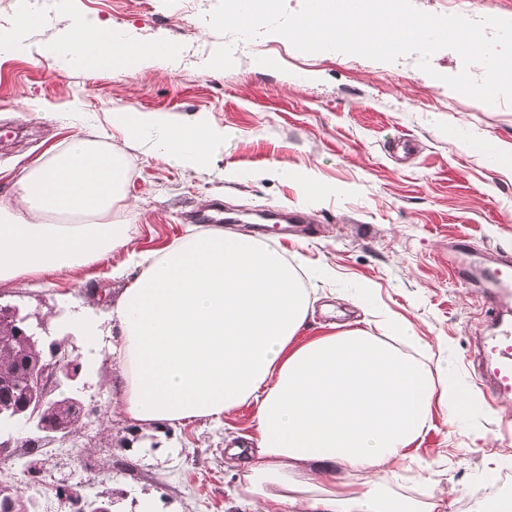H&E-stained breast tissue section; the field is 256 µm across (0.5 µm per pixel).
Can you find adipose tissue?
<instances>
[{
    "instance_id": "ef3b65f1",
    "label": "adipose tissue",
    "mask_w": 512,
    "mask_h": 512,
    "mask_svg": "<svg viewBox=\"0 0 512 512\" xmlns=\"http://www.w3.org/2000/svg\"><path fill=\"white\" fill-rule=\"evenodd\" d=\"M166 72L177 49L76 21L55 57ZM110 123L135 146L197 171L228 133L204 117L166 121L119 109ZM127 153L80 135L23 171L0 198V283L74 272L127 248ZM110 309L119 402L149 427L218 421L254 408L256 445L228 455L249 512H444L447 490L417 499L391 483L434 404L463 418L477 398L394 315L384 336L358 322L305 343L313 305L298 262L275 237L213 227L142 256Z\"/></svg>"
}]
</instances>
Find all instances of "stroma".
I'll list each match as a JSON object with an SVG mask.
<instances>
[{
	"label": "stroma",
	"mask_w": 512,
	"mask_h": 512,
	"mask_svg": "<svg viewBox=\"0 0 512 512\" xmlns=\"http://www.w3.org/2000/svg\"><path fill=\"white\" fill-rule=\"evenodd\" d=\"M216 3L200 0L193 11L182 0H55L46 23L0 55V197L11 196L23 170L75 132L122 146L109 122L116 108L173 120L201 114L229 133L201 171L129 150L130 250L74 275L0 284L1 304L38 316L45 341L61 343L81 363L64 390L86 408L75 432L17 434L0 454V484L21 488L36 512H69L59 494L65 486L110 512H137L147 496L163 512H249L228 493L237 474L226 456L254 436L253 407L219 424L200 420L151 433L120 408L118 365L108 351L116 334L112 302L139 272L129 251H158L200 229V214L220 209L245 221L246 232L279 238L302 260L316 296L306 338L363 319L350 300L367 285L375 291L373 312L409 322L478 394V406L461 421L434 405L430 429L410 448L425 468L401 471L402 483L430 490L455 483L447 512H469L477 497L512 495V398L485 396L470 362L498 330L485 318L480 274L512 257V168L463 145L468 137L512 153V105H488L444 84L443 76L464 67L452 49L432 55L428 74L414 54L392 62L308 54L270 33L244 43L207 24ZM413 4L438 15L512 19V0ZM79 18L136 42L167 38L179 50L177 62L165 73L87 70L42 55ZM276 162L298 172L316 168L326 199L306 204L296 182L266 176ZM229 164L242 181H225ZM81 322L93 327L94 341L77 332Z\"/></svg>",
	"instance_id": "stroma-1"
}]
</instances>
